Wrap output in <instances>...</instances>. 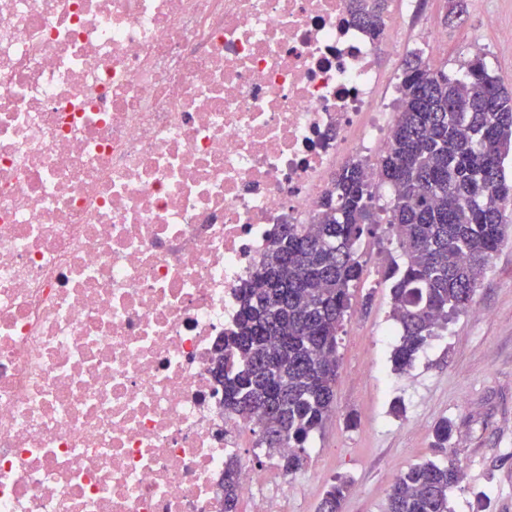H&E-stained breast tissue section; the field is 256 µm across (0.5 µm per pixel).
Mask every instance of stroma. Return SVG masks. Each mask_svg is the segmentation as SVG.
Returning a JSON list of instances; mask_svg holds the SVG:
<instances>
[{"label":"stroma","mask_w":512,"mask_h":512,"mask_svg":"<svg viewBox=\"0 0 512 512\" xmlns=\"http://www.w3.org/2000/svg\"><path fill=\"white\" fill-rule=\"evenodd\" d=\"M488 13L495 15V26L485 25ZM431 23L448 38L421 41L423 59H436L456 73L469 60V41L479 37L489 71L512 90V43L501 37L512 30V0H465L459 15L448 0H424L422 14L409 26L418 30ZM384 207L374 203L377 226L359 249L365 272L339 334L335 410L310 438L304 469L284 474L277 457L257 447L250 432L239 457L250 469L273 468L282 512H317L337 478L350 483L343 512H384L387 491L401 470L447 457L464 474L451 494L453 512H512V236L476 290L474 303L484 317L457 315L413 367L398 375L390 363L396 325L384 277L396 247L388 239ZM397 401L403 406L399 414L392 411ZM444 419L452 425L447 456L432 437Z\"/></svg>","instance_id":"1"}]
</instances>
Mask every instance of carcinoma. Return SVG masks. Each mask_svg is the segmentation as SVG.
Returning a JSON list of instances; mask_svg holds the SVG:
<instances>
[{"label": "carcinoma", "mask_w": 512, "mask_h": 512, "mask_svg": "<svg viewBox=\"0 0 512 512\" xmlns=\"http://www.w3.org/2000/svg\"><path fill=\"white\" fill-rule=\"evenodd\" d=\"M384 3L357 13L377 37ZM390 146L377 166L393 189L386 220L399 249L385 272L399 339L394 372L468 310L477 284L508 236L512 221V92L481 58L462 76L405 58ZM373 192L354 160L334 176L312 224H279L266 259L245 289L236 330L224 336L217 381L224 410L258 434L256 447L281 460L286 475L302 470L306 445L334 411L339 377L337 336L364 275L358 246L373 233ZM451 425L434 430L448 453ZM463 477L451 461L407 467L387 494L385 512H452L450 494ZM241 467L224 462V512H239ZM349 482L333 481L318 512H342Z\"/></svg>", "instance_id": "carcinoma-1"}]
</instances>
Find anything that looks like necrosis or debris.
Here are the masks:
<instances>
[{
  "label": "necrosis or debris",
  "mask_w": 512,
  "mask_h": 512,
  "mask_svg": "<svg viewBox=\"0 0 512 512\" xmlns=\"http://www.w3.org/2000/svg\"><path fill=\"white\" fill-rule=\"evenodd\" d=\"M416 8L0 0V512H224L217 345L275 225L387 150ZM377 3L371 10H367L365 7L357 13V21L362 25L369 33L377 37L381 32V18L384 11L385 1H376Z\"/></svg>",
  "instance_id": "obj_1"
}]
</instances>
